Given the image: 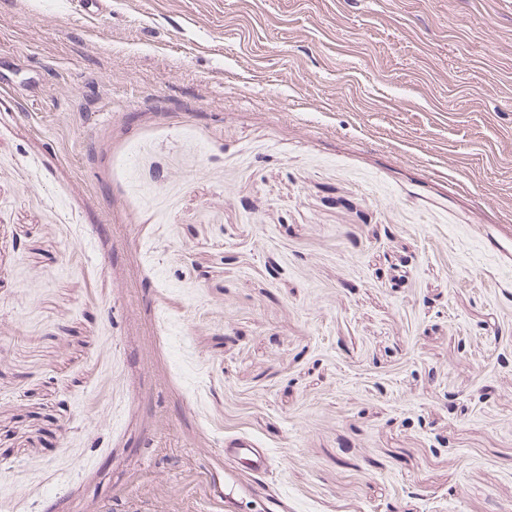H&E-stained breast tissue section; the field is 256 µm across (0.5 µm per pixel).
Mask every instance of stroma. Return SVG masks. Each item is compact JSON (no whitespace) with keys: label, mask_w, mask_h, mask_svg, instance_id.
Listing matches in <instances>:
<instances>
[{"label":"stroma","mask_w":512,"mask_h":512,"mask_svg":"<svg viewBox=\"0 0 512 512\" xmlns=\"http://www.w3.org/2000/svg\"><path fill=\"white\" fill-rule=\"evenodd\" d=\"M0 86V512H512V0H0ZM224 454L245 461L253 471L265 470L270 461L267 448H259L254 441L234 438L224 442Z\"/></svg>","instance_id":"obj_1"}]
</instances>
